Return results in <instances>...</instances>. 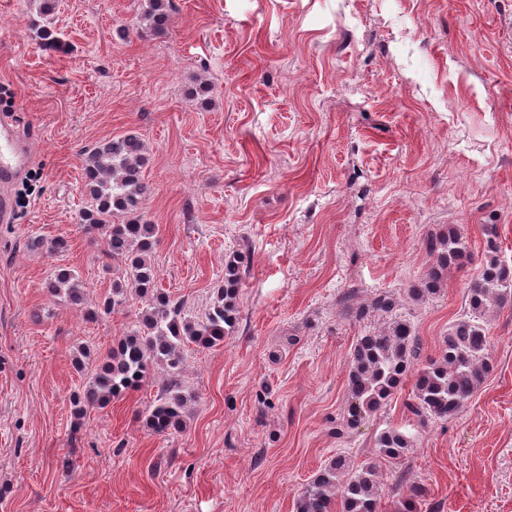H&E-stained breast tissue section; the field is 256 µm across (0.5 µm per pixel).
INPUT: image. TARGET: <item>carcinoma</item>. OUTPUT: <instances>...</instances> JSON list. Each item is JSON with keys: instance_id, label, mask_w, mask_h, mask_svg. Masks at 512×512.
Masks as SVG:
<instances>
[{"instance_id": "carcinoma-1", "label": "carcinoma", "mask_w": 512, "mask_h": 512, "mask_svg": "<svg viewBox=\"0 0 512 512\" xmlns=\"http://www.w3.org/2000/svg\"><path fill=\"white\" fill-rule=\"evenodd\" d=\"M172 8V0H147L143 25L154 32L164 31ZM147 163V148L135 133L97 144L83 158L86 199L80 224L99 236L102 270L112 275V294L88 310L87 319L123 310L132 300L140 307L131 329L107 353L96 356L89 345L78 347L75 365L80 368L92 358L95 367L86 375L82 389L73 394L72 405L77 414L90 407L103 408L138 388L153 368L160 366L164 377L145 426L153 434L168 435L183 428L188 407L181 381L186 351L192 346L216 347L236 329L248 255L234 251L225 257L224 283L213 290L211 304L199 315L189 313L185 299L162 291L151 261L158 229L140 213L142 200L150 191L143 174ZM424 244L433 263L428 278L406 291L407 298L415 303L437 291L448 269L471 257L466 238L454 226L427 236ZM46 288L55 301L84 304L85 284L73 269H56ZM354 296L352 291L343 294L345 313L355 317L377 313L390 319L382 330L358 337L353 346L348 409L336 424L338 436L347 435L381 411L410 376L414 385L407 409L412 415L423 421L446 420L458 414L490 371L488 322L494 312L512 305V267L502 263L493 241H488L479 273L466 288L468 315L451 326L440 355L417 369L415 328L406 319L391 317L397 299L386 292L355 305ZM413 442L414 433L406 428L387 427L375 437V452L394 465ZM382 495L375 466L352 469L347 459L338 455L301 490L295 512H378ZM426 495L424 486L410 485L403 512H419Z\"/></svg>"}]
</instances>
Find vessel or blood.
I'll use <instances>...</instances> for the list:
<instances>
[{"instance_id":"obj_1","label":"vessel or blood","mask_w":512,"mask_h":512,"mask_svg":"<svg viewBox=\"0 0 512 512\" xmlns=\"http://www.w3.org/2000/svg\"><path fill=\"white\" fill-rule=\"evenodd\" d=\"M34 153V133L24 129L16 113L0 114V223L15 221L12 190Z\"/></svg>"}]
</instances>
